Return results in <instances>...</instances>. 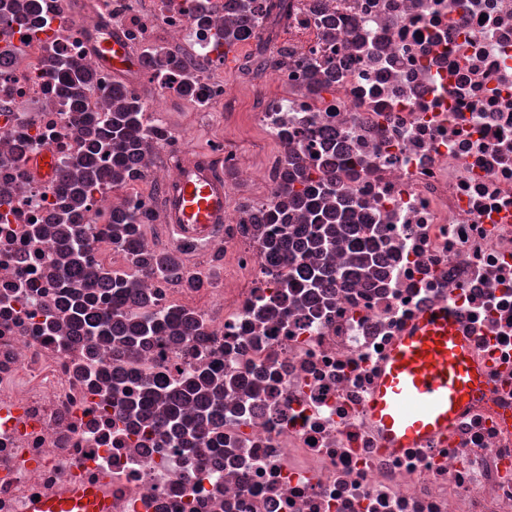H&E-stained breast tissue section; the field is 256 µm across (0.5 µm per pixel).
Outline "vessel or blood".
I'll return each instance as SVG.
<instances>
[{"instance_id":"1","label":"vessel or blood","mask_w":512,"mask_h":512,"mask_svg":"<svg viewBox=\"0 0 512 512\" xmlns=\"http://www.w3.org/2000/svg\"><path fill=\"white\" fill-rule=\"evenodd\" d=\"M84 36L89 50L113 76L138 73L140 62L120 31L93 20ZM230 201L213 160L187 156L176 189L164 203V220L179 246H207L224 224ZM490 384L465 337L445 308L424 313L400 336L386 357L367 402L371 421L389 448H410L447 438L459 416ZM31 512H110L96 487L77 485L64 494L32 502Z\"/></svg>"}]
</instances>
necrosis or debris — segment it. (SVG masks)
<instances>
[{"mask_svg": "<svg viewBox=\"0 0 512 512\" xmlns=\"http://www.w3.org/2000/svg\"><path fill=\"white\" fill-rule=\"evenodd\" d=\"M270 4L251 0L245 16L237 0H97L98 18L146 57L127 87L155 110L134 167L146 175L164 157L163 192L118 180L110 154L76 200L66 177L84 128L53 67L86 74L84 127L111 114L113 78L71 22L76 0H0V512H29L76 481L109 495L112 512H512V0H288L285 38L268 33ZM172 98L223 112L231 135L212 149L229 194L247 180L266 189L232 202L222 239L183 255L202 278L223 265L220 288L150 275L112 241L113 216L136 210L137 250L172 249L163 193L183 141ZM254 132L270 147L249 161L232 138ZM47 150L50 180L29 166ZM291 164L334 186L342 223L363 230L362 245L340 236L298 254L334 272L313 293L299 280L285 289L267 245ZM64 213L89 242L73 276ZM104 269L125 272L131 291L114 294ZM81 294L132 319L145 299L170 323L132 351L92 336L73 309ZM447 305L491 392L447 439L387 452L365 412L383 351ZM184 314L200 321L188 336ZM200 371L225 381L206 395L215 413L183 400L174 435L161 386Z\"/></svg>", "mask_w": 512, "mask_h": 512, "instance_id": "obj_1", "label": "necrosis or debris"}]
</instances>
